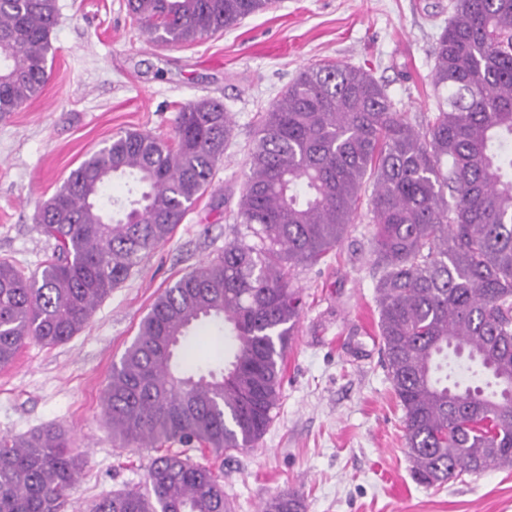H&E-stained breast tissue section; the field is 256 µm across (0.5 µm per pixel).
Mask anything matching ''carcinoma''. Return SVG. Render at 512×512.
Returning <instances> with one entry per match:
<instances>
[{"mask_svg":"<svg viewBox=\"0 0 512 512\" xmlns=\"http://www.w3.org/2000/svg\"><path fill=\"white\" fill-rule=\"evenodd\" d=\"M273 0H128L149 41L192 43ZM432 51L436 111L412 124L367 72L305 69L261 113L224 252L152 304L102 391L121 447L163 450L141 488L91 512H230L202 456L254 446L282 398L299 320L290 271L335 248L368 196L387 379L415 480L442 485L512 467V0H456ZM56 0H0V115L46 86ZM231 118L182 107L172 139L127 132L85 158L38 214L54 254L31 275L0 261V368L29 341L74 337L211 185ZM138 197L119 211L112 180ZM224 338L218 363L196 350ZM83 459L55 425L0 438V512H63ZM263 512H305L284 491Z\"/></svg>","mask_w":512,"mask_h":512,"instance_id":"1","label":"carcinoma"}]
</instances>
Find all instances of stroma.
Masks as SVG:
<instances>
[{"mask_svg":"<svg viewBox=\"0 0 512 512\" xmlns=\"http://www.w3.org/2000/svg\"><path fill=\"white\" fill-rule=\"evenodd\" d=\"M57 3L50 82L26 108L0 116V259L29 274L41 268L55 248L37 224L41 205L113 137H172L178 110L202 98L222 102L233 121L211 186L173 237L76 336L28 342L0 369V437L65 429L86 463L64 512H88L103 494L144 484L156 451L119 447L101 393L157 297L233 240L260 112L304 69L336 62L370 72L409 118L434 111L431 53L453 0H276L233 29L172 47L146 40L126 0ZM372 234L357 219L319 263L292 272L303 309L282 403L255 447L224 458L233 512H260L292 488L306 512H512V467L431 488L413 479L379 350Z\"/></svg>","mask_w":512,"mask_h":512,"instance_id":"stroma-1","label":"stroma"}]
</instances>
